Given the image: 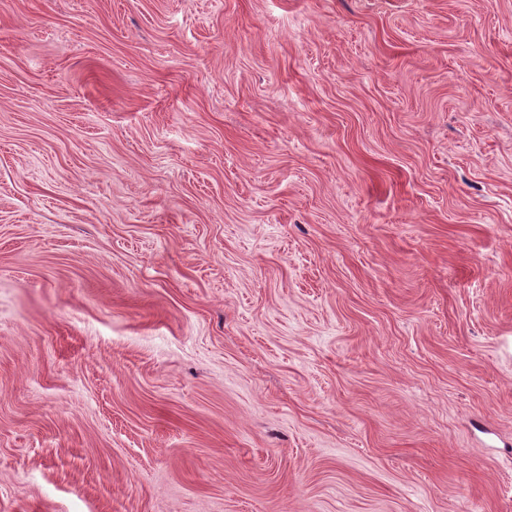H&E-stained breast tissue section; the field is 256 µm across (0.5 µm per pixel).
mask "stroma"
Listing matches in <instances>:
<instances>
[{
	"instance_id": "35a3bbf8",
	"label": "stroma",
	"mask_w": 512,
	"mask_h": 512,
	"mask_svg": "<svg viewBox=\"0 0 512 512\" xmlns=\"http://www.w3.org/2000/svg\"><path fill=\"white\" fill-rule=\"evenodd\" d=\"M0 512H512V0H0Z\"/></svg>"
}]
</instances>
